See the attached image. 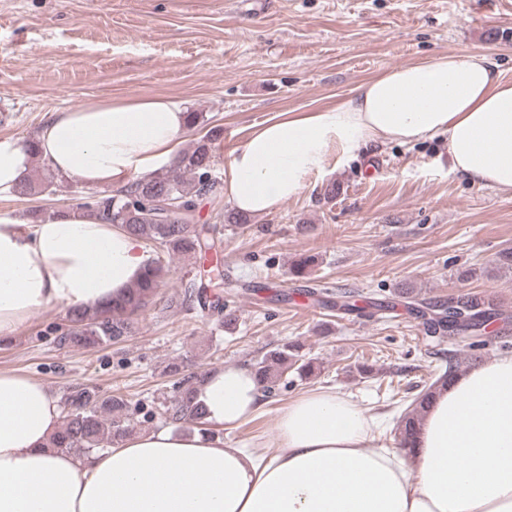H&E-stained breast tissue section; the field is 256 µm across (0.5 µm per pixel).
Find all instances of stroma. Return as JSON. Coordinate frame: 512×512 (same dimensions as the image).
Returning <instances> with one entry per match:
<instances>
[{
    "label": "stroma",
    "instance_id": "1",
    "mask_svg": "<svg viewBox=\"0 0 512 512\" xmlns=\"http://www.w3.org/2000/svg\"><path fill=\"white\" fill-rule=\"evenodd\" d=\"M448 53L487 55L512 81V0H0V137L36 136L55 112L88 100L163 97L219 128L213 176L220 182L229 149L269 120L336 104L389 68ZM54 183L50 196L0 199V217L75 204L81 183L60 176ZM331 185L336 196L328 200ZM224 206L220 196L204 200L194 221L218 229L233 325L170 306L191 276L175 258L125 340L59 347L52 330L68 307L56 303L0 345V370L30 375L58 398L78 385L124 396L135 430H157L181 378L248 367L298 341L315 358V375L283 377L262 409L222 439L268 440L279 408L319 386L377 414L375 437L393 447L400 415L442 358L483 363L512 353V326L436 346L402 307L343 314L309 294L388 299L409 286L418 298L438 300L467 290L512 314V270L497 264L512 251V192L452 172L442 138L369 144L345 162L330 152L325 173L311 176L297 199L244 230L225 223ZM303 256L315 263L297 279L288 268ZM470 268L475 276L461 280ZM243 279L265 288H241ZM275 291L288 301L271 300Z\"/></svg>",
    "mask_w": 512,
    "mask_h": 512
}]
</instances>
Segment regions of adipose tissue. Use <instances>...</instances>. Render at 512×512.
<instances>
[{
  "instance_id": "obj_1",
  "label": "adipose tissue",
  "mask_w": 512,
  "mask_h": 512,
  "mask_svg": "<svg viewBox=\"0 0 512 512\" xmlns=\"http://www.w3.org/2000/svg\"><path fill=\"white\" fill-rule=\"evenodd\" d=\"M162 97L85 101L35 142L0 138V197L31 170L122 187L175 163L187 130ZM440 136L451 168L512 191V81L486 56L448 54L390 68L336 105L269 121L224 166V197L263 215L370 143ZM148 255L139 238L76 208L33 224L0 217V340L55 303L124 294ZM211 424L252 418L264 393L246 367L210 371L196 391ZM61 408L40 381L0 370V512H512V355L459 373L434 394L410 448L377 446L374 415L324 388L279 409L264 449L195 427L138 432L96 455L50 448Z\"/></svg>"
}]
</instances>
